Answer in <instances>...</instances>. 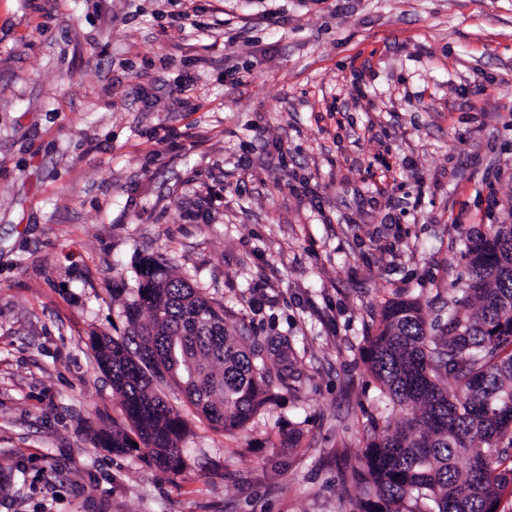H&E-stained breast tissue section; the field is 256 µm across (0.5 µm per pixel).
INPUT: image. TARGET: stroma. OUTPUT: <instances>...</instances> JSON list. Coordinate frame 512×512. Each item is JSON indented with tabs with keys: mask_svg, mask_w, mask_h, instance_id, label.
Listing matches in <instances>:
<instances>
[{
	"mask_svg": "<svg viewBox=\"0 0 512 512\" xmlns=\"http://www.w3.org/2000/svg\"><path fill=\"white\" fill-rule=\"evenodd\" d=\"M512 224V0H0V512H355L393 407L387 300L447 318L470 229ZM288 337L296 375L186 470L98 447L90 338L140 261Z\"/></svg>",
	"mask_w": 512,
	"mask_h": 512,
	"instance_id": "obj_1",
	"label": "stroma"
}]
</instances>
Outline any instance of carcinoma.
<instances>
[{
    "label": "carcinoma",
    "mask_w": 512,
    "mask_h": 512,
    "mask_svg": "<svg viewBox=\"0 0 512 512\" xmlns=\"http://www.w3.org/2000/svg\"><path fill=\"white\" fill-rule=\"evenodd\" d=\"M461 260L466 288L446 322H430L419 302L396 297L367 337L368 372L412 415L383 429L359 457L352 475L373 497L357 512H497L512 491V224L486 225ZM139 276L128 334L90 338L127 422L94 439L114 452L137 439L158 467L178 475L184 421L156 386L175 385L212 426L237 430L267 401L271 376L288 384L290 347L279 338L267 359L248 328L228 336L224 304L161 256L145 258ZM145 310L148 324L140 321Z\"/></svg>",
    "instance_id": "1"
}]
</instances>
